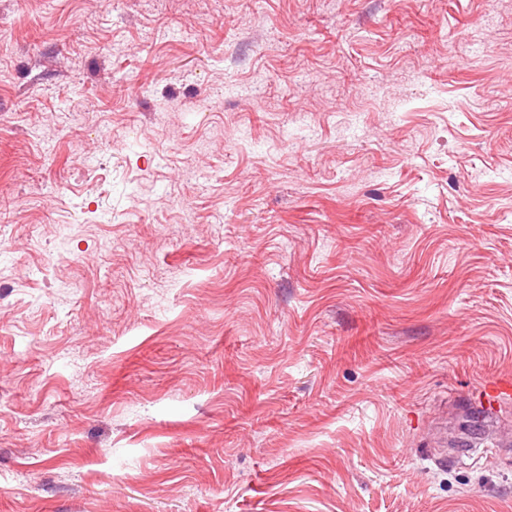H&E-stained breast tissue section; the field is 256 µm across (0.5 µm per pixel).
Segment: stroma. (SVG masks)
Segmentation results:
<instances>
[{
    "instance_id": "1",
    "label": "stroma",
    "mask_w": 512,
    "mask_h": 512,
    "mask_svg": "<svg viewBox=\"0 0 512 512\" xmlns=\"http://www.w3.org/2000/svg\"><path fill=\"white\" fill-rule=\"evenodd\" d=\"M492 376L512 0H0V512H512Z\"/></svg>"
}]
</instances>
